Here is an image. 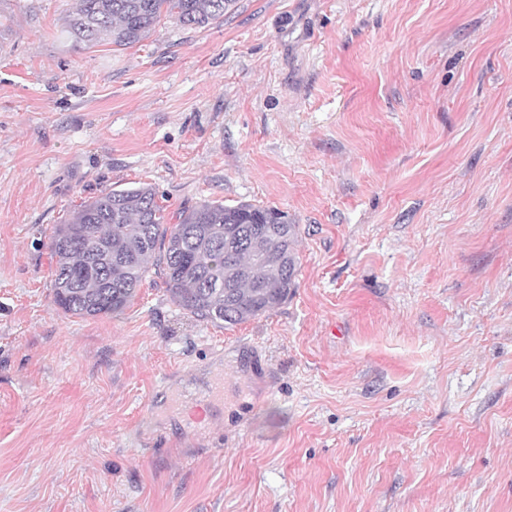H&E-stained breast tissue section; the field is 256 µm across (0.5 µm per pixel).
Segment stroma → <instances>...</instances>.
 I'll return each mask as SVG.
<instances>
[{
	"label": "stroma",
	"instance_id": "stroma-1",
	"mask_svg": "<svg viewBox=\"0 0 512 512\" xmlns=\"http://www.w3.org/2000/svg\"><path fill=\"white\" fill-rule=\"evenodd\" d=\"M76 4L0 0V512H512V0ZM142 182L287 212L292 296L64 314L54 225ZM66 32L87 48L109 37L112 45L131 47L148 37L163 19L184 29H198L224 20L237 0H78Z\"/></svg>",
	"mask_w": 512,
	"mask_h": 512
}]
</instances>
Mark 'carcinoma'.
I'll return each instance as SVG.
<instances>
[{
	"mask_svg": "<svg viewBox=\"0 0 512 512\" xmlns=\"http://www.w3.org/2000/svg\"><path fill=\"white\" fill-rule=\"evenodd\" d=\"M237 0H78L66 32L87 48L103 37L131 47L163 19L184 29L221 21ZM299 225L272 207L204 202L178 222L147 185L104 190L53 228V299L79 318L119 314L150 273L171 301L212 323L240 324L288 301L295 288Z\"/></svg>",
	"mask_w": 512,
	"mask_h": 512,
	"instance_id": "carcinoma-1",
	"label": "carcinoma"
}]
</instances>
